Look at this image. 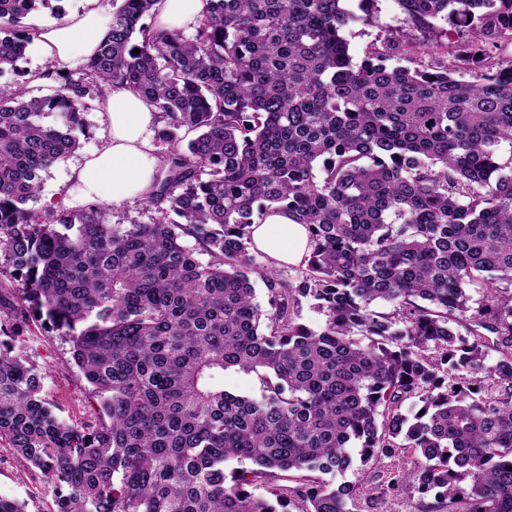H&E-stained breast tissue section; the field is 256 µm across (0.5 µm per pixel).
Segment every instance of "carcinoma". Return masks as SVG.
Listing matches in <instances>:
<instances>
[{"instance_id":"1","label":"carcinoma","mask_w":512,"mask_h":512,"mask_svg":"<svg viewBox=\"0 0 512 512\" xmlns=\"http://www.w3.org/2000/svg\"><path fill=\"white\" fill-rule=\"evenodd\" d=\"M39 2L0 0V78L17 76L0 82V313L69 336L99 410L67 422L1 340L0 443L55 483V512H351L391 491L433 496L417 512H512V0H396L400 38L359 63L343 31L376 23L369 0H205L190 36L156 26L158 0H120L89 62L46 67L51 93L28 97ZM442 20L484 69L387 64ZM114 83L162 120L157 217L37 210ZM277 211L311 246L288 277L250 254ZM304 299L322 330L297 321ZM229 370L261 398L224 390ZM408 453L375 485L316 477Z\"/></svg>"}]
</instances>
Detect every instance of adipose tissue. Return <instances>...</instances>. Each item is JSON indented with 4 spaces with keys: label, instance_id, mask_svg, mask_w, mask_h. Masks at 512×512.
<instances>
[{
    "label": "adipose tissue",
    "instance_id": "ef3b65f1",
    "mask_svg": "<svg viewBox=\"0 0 512 512\" xmlns=\"http://www.w3.org/2000/svg\"><path fill=\"white\" fill-rule=\"evenodd\" d=\"M112 13L106 0H86L82 12L63 23L42 24L35 36L51 64L74 68L86 62L108 33ZM104 144L76 167L67 191L71 204L105 206L146 198L157 167V112L122 85L106 88L99 102ZM255 250L277 263L300 264L308 251L303 225L285 214L269 216L253 232Z\"/></svg>",
    "mask_w": 512,
    "mask_h": 512
}]
</instances>
